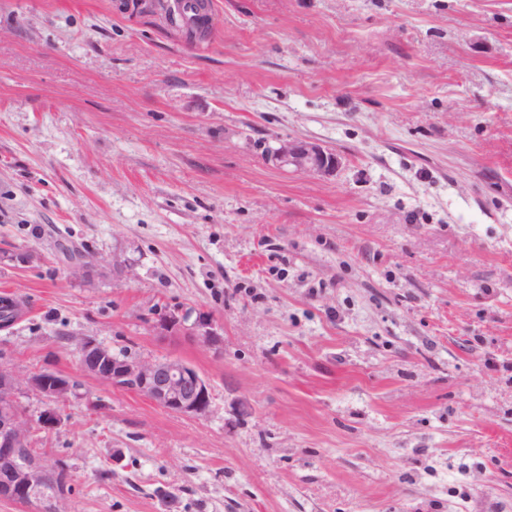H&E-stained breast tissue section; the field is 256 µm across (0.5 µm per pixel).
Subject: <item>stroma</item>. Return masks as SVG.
I'll use <instances>...</instances> for the list:
<instances>
[{
  "mask_svg": "<svg viewBox=\"0 0 512 512\" xmlns=\"http://www.w3.org/2000/svg\"><path fill=\"white\" fill-rule=\"evenodd\" d=\"M210 14L193 43L166 0H0V362L78 383L34 436L64 512H512V0ZM286 138L336 176L276 167ZM165 306L223 350L158 335ZM75 337L181 358L210 415ZM268 154L279 167L323 178L335 176L342 164L335 151L310 140L279 139ZM154 329L161 336H187L212 349H220L224 343L210 313L201 310H161L156 314ZM81 369L112 387L130 389L171 413L205 418L210 409L209 383L185 361L145 359L114 352L90 338L76 340Z\"/></svg>",
  "mask_w": 512,
  "mask_h": 512,
  "instance_id": "1",
  "label": "stroma"
}]
</instances>
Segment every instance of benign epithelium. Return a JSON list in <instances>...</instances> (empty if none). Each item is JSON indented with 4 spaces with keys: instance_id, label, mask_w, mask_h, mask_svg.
<instances>
[{
    "instance_id": "benign-epithelium-1",
    "label": "benign epithelium",
    "mask_w": 512,
    "mask_h": 512,
    "mask_svg": "<svg viewBox=\"0 0 512 512\" xmlns=\"http://www.w3.org/2000/svg\"><path fill=\"white\" fill-rule=\"evenodd\" d=\"M268 154L279 167L323 178L335 176L341 167L335 151L310 140L280 139ZM154 329L161 336H187L212 349L224 343L210 313L201 310L165 309L156 314ZM76 351L81 369L108 385L133 390L171 413L198 419L209 413V383L179 358L145 359L117 353L85 337L76 340ZM22 386L49 402L34 423L16 403ZM74 391L71 380L63 375L39 371L23 377L0 364V474L7 477L0 489L33 507L34 512H59L69 490L66 484H53L58 463L48 464L32 451L23 456V449L29 447L28 429L33 424L41 429L60 426L64 414L57 402Z\"/></svg>"
}]
</instances>
